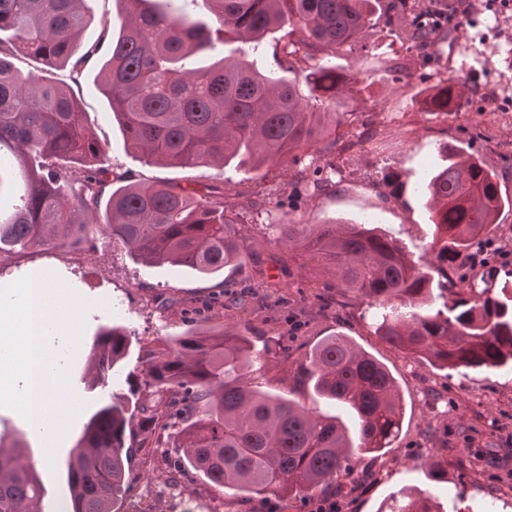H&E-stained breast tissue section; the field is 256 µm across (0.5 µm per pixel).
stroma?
<instances>
[{
  "mask_svg": "<svg viewBox=\"0 0 512 512\" xmlns=\"http://www.w3.org/2000/svg\"><path fill=\"white\" fill-rule=\"evenodd\" d=\"M448 29L462 43L472 69L466 79L468 96L450 112L421 111L416 94L435 84L442 73L459 75V66L445 59L423 57L421 51L402 47L390 37L368 46L366 59L344 52L326 53L324 62L345 68L361 67L370 92L338 103L354 113L352 133L363 128L375 138L342 155L322 154V163L336 168L334 185L314 198L292 195L288 167L275 164L263 174L247 169L164 167L128 150L119 124L113 120L107 98L96 84L99 59H92L79 76L70 69L55 70L57 81L72 87L79 97L100 142L106 145V167L133 181L219 184L221 179L261 181L273 189L266 210L249 215L241 232L257 242L260 265L225 269L203 276L188 268L149 266L125 250L98 243L96 250H28L0 263V282L17 277L34 265L52 269L79 298L96 300L84 320L79 342L68 366V383L83 407L72 421L49 464H42L39 438L27 432L16 412L0 406V430L22 438L37 472L48 504L68 500L67 462L91 416L110 401L113 392L126 391L129 375L142 369V347L156 340L173 343L201 321L249 327L256 344L279 337L294 338L296 357H304L324 337L342 334L384 361L395 374L405 399L401 433L392 448L378 457H361L351 471L306 496L243 497L214 487L192 472L170 491L174 446L144 448L134 453L126 480L129 486L118 503L129 512L143 490L156 500L154 512H311L313 502L331 498L341 512H378L380 505L402 488L428 490L453 512H479L484 504L495 512H512V370L486 369L457 372L439 370L405 358L370 332L361 300L342 297L340 306L319 313V297L333 283L330 274L314 269L307 256L288 253L268 236L271 224H318L341 219L369 221L398 240L414 258H431L433 227L427 210L414 191L419 179L440 165L441 147L454 142L477 152L495 168L502 189L512 195V111H503L502 99H512V0H447ZM405 59L409 75L395 81L388 61ZM400 174L408 188L393 193L385 182L388 173ZM284 256L293 285L280 290L261 287L257 298L242 307L226 306L223 293L230 285L259 283L262 276L277 277L271 264ZM125 326L133 334L122 367L104 389L86 391L83 375L99 326ZM441 462L447 480L429 475L430 461Z\"/></svg>",
  "mask_w": 512,
  "mask_h": 512,
  "instance_id": "obj_1",
  "label": "stroma"
}]
</instances>
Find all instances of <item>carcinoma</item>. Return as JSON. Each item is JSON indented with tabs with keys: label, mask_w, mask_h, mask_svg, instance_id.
<instances>
[{
	"label": "carcinoma",
	"mask_w": 512,
	"mask_h": 512,
	"mask_svg": "<svg viewBox=\"0 0 512 512\" xmlns=\"http://www.w3.org/2000/svg\"><path fill=\"white\" fill-rule=\"evenodd\" d=\"M202 2L208 21L187 6ZM118 36L78 53L87 26L85 0H0V259L23 249L80 250L95 215L112 243L150 266L187 267L210 275L240 268L257 255L237 225L244 216L224 196L254 207L268 202L254 183L223 181L202 188L129 182L103 166L77 96L49 78L57 67L80 71L103 54L98 86L128 149L161 166L199 168L289 161L290 186L314 197L333 183V165L319 154L355 142L327 136L347 125L344 112H314L361 96L360 72L318 63L329 51L356 52L387 31L403 45L433 49L448 27L442 0H125ZM288 29L281 76L255 62L268 35ZM38 66L27 71L15 60ZM458 78L442 76L425 107L460 105ZM446 163L415 191L435 227L424 265L397 240L361 224H270L292 252L333 268L336 294H355L373 310V334L407 358L440 370L512 367V283L484 288L435 287V276L458 274V258L481 249L486 230L512 206L497 175L454 143ZM131 333L102 328L92 345L84 383H109L127 355ZM140 384L117 394L88 422L68 463L69 512H114L126 489L125 463L136 448L171 438L182 451V474L193 470L219 488L245 496H300L329 483L354 455L392 447L404 398L390 369L349 338H323L298 362L294 380L343 408L321 416L278 394L257 389V367L287 360L277 340L256 349L226 327L188 332L173 346H144ZM159 401L147 405V397ZM36 466L18 439L0 435V512H45ZM389 512H441L426 491L401 493Z\"/></svg>",
	"instance_id": "cac0c4a2"
}]
</instances>
